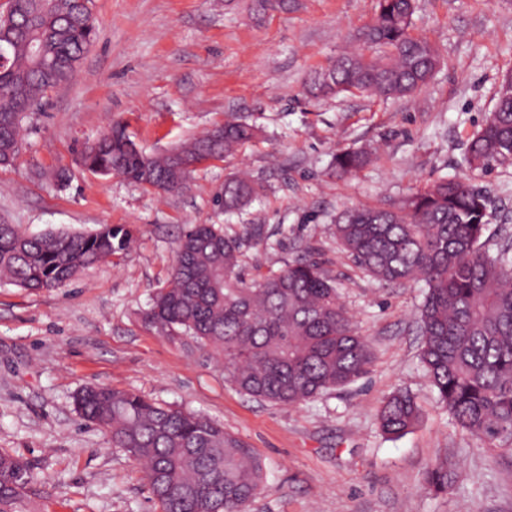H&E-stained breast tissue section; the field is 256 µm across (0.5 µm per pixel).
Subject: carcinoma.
I'll return each instance as SVG.
<instances>
[{
    "instance_id": "obj_1",
    "label": "carcinoma",
    "mask_w": 512,
    "mask_h": 512,
    "mask_svg": "<svg viewBox=\"0 0 512 512\" xmlns=\"http://www.w3.org/2000/svg\"><path fill=\"white\" fill-rule=\"evenodd\" d=\"M264 15L288 0H253ZM415 0H377V16L361 33L364 52L344 54L305 81L314 98L369 94L409 96L433 77L441 54L409 33ZM94 0H15L0 19V41L10 53L0 64V166L19 155L24 112L68 81L94 42ZM60 61L37 67L32 40ZM243 120H227L177 146L176 154L148 155L115 124L80 152L78 163L99 176L120 174L139 186L169 193L183 189L194 167L222 160L261 136ZM373 159L369 150L336 154L338 178L355 175ZM512 159V97L498 93L492 112L470 139L465 162L488 171ZM258 195L247 179L230 178L213 197L231 212ZM487 194L465 180L441 179L398 202L384 200L343 211L334 234L364 275L385 283L415 279L427 292L419 311L420 360L441 405L459 429L486 442L493 455L512 452V249L491 251L483 239ZM122 224L89 234L20 233L0 224V276L31 291L61 288L129 248ZM245 238L219 224H189L177 246L168 285L145 314L147 324L177 333L224 357V376L241 393L277 406H294L347 386L372 363L369 341L341 303L336 279L312 257L260 279L245 278ZM73 403L87 423L105 428L112 447L145 468L156 512H245L265 478L249 446L208 416L158 403L135 392L90 385ZM422 418L416 397L396 391L383 402L378 424L402 437ZM458 478L448 458L424 482L445 491ZM31 462L0 451V512H24Z\"/></svg>"
}]
</instances>
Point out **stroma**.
Listing matches in <instances>:
<instances>
[{
    "mask_svg": "<svg viewBox=\"0 0 512 512\" xmlns=\"http://www.w3.org/2000/svg\"><path fill=\"white\" fill-rule=\"evenodd\" d=\"M95 13L97 38L75 76L26 112L24 148L0 168V223L29 234L123 224L133 236L127 251L65 287L0 284V451L34 466L25 512H154L139 465L76 414L72 397L89 384L205 414L246 442L265 480L245 512H512V456L491 457L452 423L420 362L425 284L363 276L333 236L343 209L460 178L491 200L490 242L512 241V163L486 173L463 163L512 69V0H416L410 31L433 41L442 63L420 91L388 100L304 90L311 72L359 48L376 0H291L262 17L251 0H95ZM231 115L259 125L261 137L197 167L178 192L76 162L82 145L116 123L143 152L160 154ZM365 147L377 152L370 165L332 177L339 151ZM241 170L260 195L234 213L216 211L214 194ZM189 224L231 234L260 227L245 246L253 275L320 248L371 343L368 373L275 406L228 383L212 349L147 325ZM398 389L415 394L422 420L391 439L377 414ZM442 456L461 476L437 493L423 476Z\"/></svg>",
    "mask_w": 512,
    "mask_h": 512,
    "instance_id": "35a3bbf8",
    "label": "stroma"
}]
</instances>
